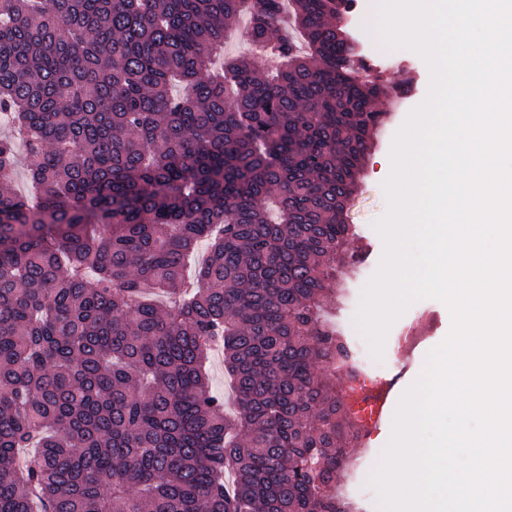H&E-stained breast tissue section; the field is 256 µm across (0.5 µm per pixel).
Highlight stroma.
Here are the masks:
<instances>
[{"mask_svg": "<svg viewBox=\"0 0 512 512\" xmlns=\"http://www.w3.org/2000/svg\"><path fill=\"white\" fill-rule=\"evenodd\" d=\"M353 35L362 46L361 63L379 68L385 80L400 86L402 93L397 97L378 99L374 103L377 111L391 113L392 120L378 132L374 146L365 157L359 187L348 212L349 221L355 224L357 231L356 237L349 243V253L356 260L357 273L351 279L333 281L331 289L335 296L342 299L338 322L350 340L363 376L373 381L398 378V390L403 393L421 374L427 352L448 334L451 327L448 308L434 299L412 303L390 326L383 351L379 354L373 352L369 338L355 321V315L384 254L385 245L377 225L389 209L384 189L391 174L387 160L397 132L409 114L427 98L431 73L424 58L408 48L392 51L393 61L380 65L378 52L389 48L371 26L356 28ZM414 327L418 328L419 335L413 346L412 357L407 362L399 360L396 357L398 340ZM393 429V424H386L380 433L363 436L349 450L350 470L339 490L356 502L360 512H380L378 493L369 480L392 439Z\"/></svg>", "mask_w": 512, "mask_h": 512, "instance_id": "35a3bbf8", "label": "stroma"}]
</instances>
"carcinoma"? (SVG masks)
Returning <instances> with one entry per match:
<instances>
[{"label": "carcinoma", "mask_w": 512, "mask_h": 512, "mask_svg": "<svg viewBox=\"0 0 512 512\" xmlns=\"http://www.w3.org/2000/svg\"><path fill=\"white\" fill-rule=\"evenodd\" d=\"M244 2L0 0V512H357L365 379L328 284L356 274L345 211L399 90L358 69L350 0H289L304 53L271 42L284 0H252L242 36L279 66L211 74ZM207 372L211 390L224 398L225 412L231 414L234 411V405L227 378L224 376V356L221 352L211 353L207 364Z\"/></svg>", "instance_id": "cac0c4a2"}]
</instances>
